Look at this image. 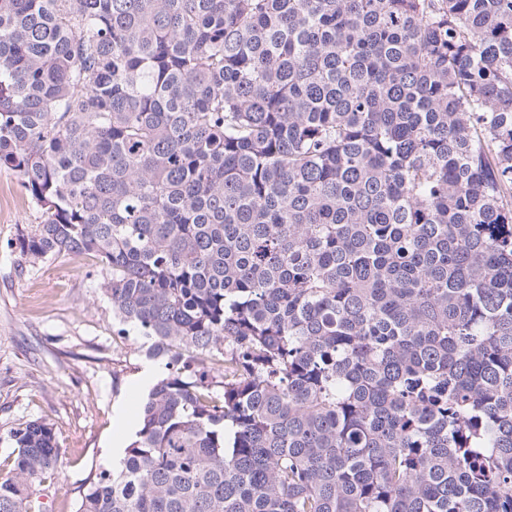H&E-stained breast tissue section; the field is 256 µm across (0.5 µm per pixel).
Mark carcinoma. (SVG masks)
Returning <instances> with one entry per match:
<instances>
[{"mask_svg":"<svg viewBox=\"0 0 512 512\" xmlns=\"http://www.w3.org/2000/svg\"><path fill=\"white\" fill-rule=\"evenodd\" d=\"M2 168L160 365L76 512H512V0H0Z\"/></svg>","mask_w":512,"mask_h":512,"instance_id":"carcinoma-1","label":"carcinoma"}]
</instances>
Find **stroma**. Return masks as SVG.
<instances>
[{"instance_id":"stroma-1","label":"stroma","mask_w":512,"mask_h":512,"mask_svg":"<svg viewBox=\"0 0 512 512\" xmlns=\"http://www.w3.org/2000/svg\"><path fill=\"white\" fill-rule=\"evenodd\" d=\"M40 212L17 177L0 170V473L14 458L11 427L50 422L61 450L59 475L46 480L30 512H75L79 488L111 468L114 440L131 442L148 365L135 330L117 335L112 302L90 256L22 259L21 231Z\"/></svg>"}]
</instances>
